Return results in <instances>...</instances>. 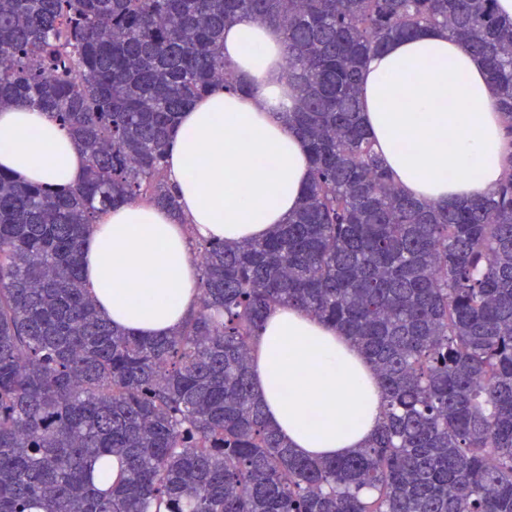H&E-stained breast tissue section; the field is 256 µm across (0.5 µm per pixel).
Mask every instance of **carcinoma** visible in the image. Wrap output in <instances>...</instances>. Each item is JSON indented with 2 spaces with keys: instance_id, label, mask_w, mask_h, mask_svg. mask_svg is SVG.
<instances>
[{
  "instance_id": "cac0c4a2",
  "label": "carcinoma",
  "mask_w": 512,
  "mask_h": 512,
  "mask_svg": "<svg viewBox=\"0 0 512 512\" xmlns=\"http://www.w3.org/2000/svg\"><path fill=\"white\" fill-rule=\"evenodd\" d=\"M495 3L0 0V105L52 113L88 156L73 189L0 172V512H512V19ZM244 18L283 35L282 117L312 180L269 237L198 243L199 309L134 336L87 294L84 234L119 202L177 209V116L242 89L224 25ZM430 29L484 63L507 137L498 188L451 205L398 190L361 123L366 60ZM276 304L377 371L367 447L305 457L267 424L249 346Z\"/></svg>"
}]
</instances>
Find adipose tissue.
<instances>
[{"mask_svg": "<svg viewBox=\"0 0 512 512\" xmlns=\"http://www.w3.org/2000/svg\"><path fill=\"white\" fill-rule=\"evenodd\" d=\"M258 44L262 54L249 53ZM224 58L253 94L216 86L183 112L168 176L181 214L132 202L92 224L85 284L114 326L165 336L198 305V240L262 239L286 223L312 178L304 140L274 117L293 105L282 35L250 19L224 29ZM497 90L467 43L431 30L390 42L361 78V117L403 192L451 203L505 176ZM87 159L71 133L27 106L0 110V171L53 189L79 185ZM254 393L297 453L339 457L365 447L382 417L380 381L353 342L303 309L277 305L251 350Z\"/></svg>", "mask_w": 512, "mask_h": 512, "instance_id": "ef3b65f1", "label": "adipose tissue"}]
</instances>
